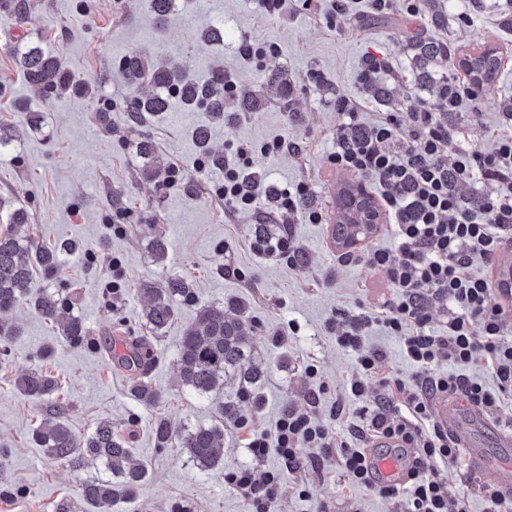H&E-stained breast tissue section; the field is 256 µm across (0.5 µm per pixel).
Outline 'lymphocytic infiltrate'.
I'll return each mask as SVG.
<instances>
[{"label":"lymphocytic infiltrate","mask_w":512,"mask_h":512,"mask_svg":"<svg viewBox=\"0 0 512 512\" xmlns=\"http://www.w3.org/2000/svg\"><path fill=\"white\" fill-rule=\"evenodd\" d=\"M483 99L471 79L453 77L440 88L436 103H410L394 112L379 113L373 124L361 119L359 104L346 95L334 102L338 125L331 167L362 180L377 198L395 250H374L369 260L385 276L389 300L372 314L345 318L336 324L337 345L358 355L350 380L355 398L366 395L368 382L382 386L387 400L361 407L362 426L341 438L300 411H286L273 435H252L246 448L255 461L277 451L284 469L298 470L299 445L338 448L348 477L375 488L386 498L397 497L409 484L408 512H463L449 500L438 467L457 463L460 449L433 414V400L442 393L495 415L512 396V340L504 336L506 309L491 292L486 272L498 252L512 244V113H505L490 150L462 141L451 116L464 112L479 119ZM252 145L239 144L233 161L224 164V182L215 194L235 210L255 202V179L248 174ZM471 187L463 196L462 187ZM308 184L276 190V213L324 223L321 210L309 207ZM258 258L300 267L303 251L291 229L276 236H258L251 243ZM483 273H475V266ZM442 309V330L432 325L433 309ZM376 321L401 341V354L415 367L405 378L381 369L382 353L364 347L360 332ZM452 369L440 371V358ZM490 373L484 382L478 370ZM379 448L401 451L406 471L401 483L375 485L370 464ZM224 482L246 498L252 512H269L282 489L280 473L267 472L256 481L251 468L240 466L224 474Z\"/></svg>","instance_id":"lymphocytic-infiltrate-1"}]
</instances>
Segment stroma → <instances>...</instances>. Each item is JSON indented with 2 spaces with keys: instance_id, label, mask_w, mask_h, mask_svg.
Here are the masks:
<instances>
[{
  "instance_id": "obj_1",
  "label": "stroma",
  "mask_w": 512,
  "mask_h": 512,
  "mask_svg": "<svg viewBox=\"0 0 512 512\" xmlns=\"http://www.w3.org/2000/svg\"><path fill=\"white\" fill-rule=\"evenodd\" d=\"M0 0V125L23 126L26 115L39 113L43 129L28 132L0 152V230L15 211L28 215L30 235L39 243L74 241L81 252L67 257L54 276L35 271L32 285L59 294H76V308L89 329L81 344L58 335L54 325L19 304L12 313L20 337L0 340V512H54L65 497H76L82 482L102 477L87 465L74 468L51 459L32 439V430L54 408L65 403L66 420L78 435L90 433L103 420L115 431L130 435L135 454L148 465V478L134 499L117 504L113 512H250L248 501L224 482L225 470L252 467L256 479L278 463L276 453L253 461L245 448L249 433L272 434L281 414L295 409L333 432L348 435L360 422V404L374 406L385 392L370 384L366 402L355 399L349 381L357 369L354 352L337 345L329 328L336 319L371 307L386 294L383 275L369 261L392 239L378 233L363 243L360 262L341 265L330 243L327 225L295 223V238L305 263L288 267L261 261L249 250L260 214L270 211L268 187L299 182L312 187L314 205L326 215L337 211L342 186L351 174L329 166L336 148L337 94L355 97L363 105L361 118L373 123L378 114L414 100L435 103L440 87L459 75L455 62L436 59L427 79L415 68L414 42L458 46L460 52L503 48L512 41V0H423L419 16H372L356 13L328 26L329 0L318 11L290 9L269 13L260 0H190L177 4L163 34L154 31L148 0H28V22H18L11 7ZM471 14L473 24L461 22ZM224 21V43L200 49L199 30L214 19ZM39 34L45 54L91 88L97 97L67 95L45 100L35 95L12 53L16 44ZM272 42L277 53L256 64L238 52L243 43ZM139 51L189 65L203 76L214 67L232 76L239 95L261 99L256 112H228L213 131L215 149L228 152L243 142L255 145L250 172L259 183L257 207L232 213L212 192L221 172L201 170L203 158L192 130L202 113L175 108L135 122L126 108L130 95L121 72L122 57ZM380 52L391 63L375 84L364 85L358 73L367 54ZM285 71L295 79L289 106L269 99L270 73ZM110 105V127L96 119L98 100ZM512 109V53L502 56L497 77L487 88L480 121L467 114L455 122L478 149L490 150L489 128ZM277 137L299 142L298 153L269 158L257 147ZM151 140L162 167H178L182 179L174 187L165 180H148L139 146ZM128 212L123 233L112 231V216ZM163 232L169 242L166 260H157L153 239ZM120 258L126 286L113 298L110 261ZM181 276L193 281L200 304L245 303L246 330L257 362L265 368L252 385L253 399L225 385L220 396L200 398L179 383L178 346L194 315L178 308L173 319L152 340L154 362L144 379L165 393L161 406L148 407L128 392L130 372L112 364L107 355L111 338L145 335L146 299L140 284L162 285ZM364 344L383 352L382 369L403 376L410 366L400 354L397 337L372 324ZM319 369L310 378L307 364ZM40 366L60 383L52 400L34 403L14 389L25 369ZM326 393L313 400L318 387ZM238 407L248 421L244 430L221 422L220 403ZM175 428L198 423L224 425V463L200 470L177 448L157 447L156 417ZM302 469L283 473V489L271 512H407V500L385 498L346 476L339 449L297 450ZM441 475L451 500L465 512H512L508 505L491 508L482 496L492 483L468 459L444 467ZM309 493L300 496V485Z\"/></svg>"
}]
</instances>
